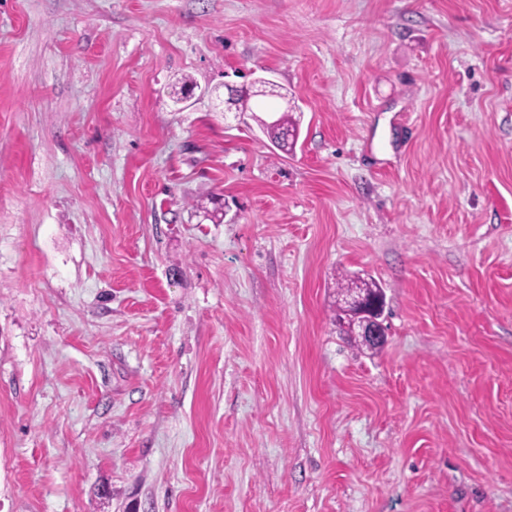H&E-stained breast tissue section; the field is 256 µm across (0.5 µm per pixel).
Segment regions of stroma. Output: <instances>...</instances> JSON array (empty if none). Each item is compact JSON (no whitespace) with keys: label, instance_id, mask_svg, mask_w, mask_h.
Instances as JSON below:
<instances>
[{"label":"stroma","instance_id":"stroma-1","mask_svg":"<svg viewBox=\"0 0 512 512\" xmlns=\"http://www.w3.org/2000/svg\"><path fill=\"white\" fill-rule=\"evenodd\" d=\"M0 512H512V0H0ZM367 300L364 295L355 292L352 293L345 304L344 314L346 320H356L363 331L367 341L384 345L386 341V331L383 323L385 306L382 303H372L366 307Z\"/></svg>","mask_w":512,"mask_h":512}]
</instances>
